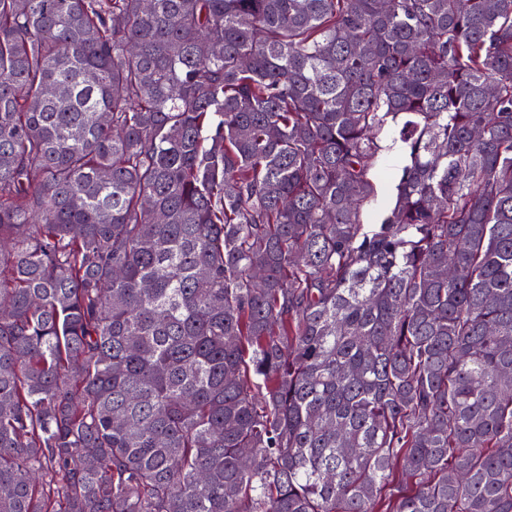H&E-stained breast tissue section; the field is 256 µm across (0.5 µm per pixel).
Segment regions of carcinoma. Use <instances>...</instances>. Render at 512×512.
<instances>
[{"mask_svg":"<svg viewBox=\"0 0 512 512\" xmlns=\"http://www.w3.org/2000/svg\"><path fill=\"white\" fill-rule=\"evenodd\" d=\"M0 512H512V0H0ZM384 150L371 169L370 175L378 186V198L372 209L365 215L364 223H378L380 211L386 206L392 187L406 163V152L399 141H395L393 127H387L381 135Z\"/></svg>","mask_w":512,"mask_h":512,"instance_id":"cac0c4a2","label":"carcinoma"}]
</instances>
